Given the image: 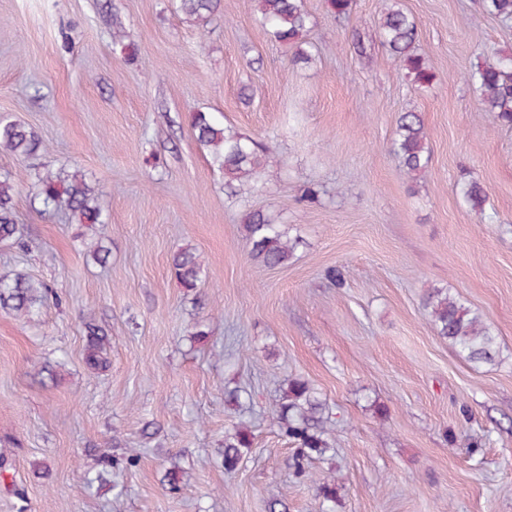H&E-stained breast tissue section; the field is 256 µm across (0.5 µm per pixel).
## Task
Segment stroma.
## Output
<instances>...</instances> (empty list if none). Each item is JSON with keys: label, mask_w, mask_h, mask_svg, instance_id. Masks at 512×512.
<instances>
[{"label": "stroma", "mask_w": 512, "mask_h": 512, "mask_svg": "<svg viewBox=\"0 0 512 512\" xmlns=\"http://www.w3.org/2000/svg\"><path fill=\"white\" fill-rule=\"evenodd\" d=\"M399 3L429 87L381 47L383 0H354L342 23L305 0L313 58L297 66L252 0H221L204 21L175 0H0V119L48 146L0 150L22 227L20 244L0 243V273L54 293L30 320L0 307V512H324L329 476L336 512H512V129L479 111L468 79L512 54V22L478 0ZM198 109L274 150L242 193L197 142ZM409 110L431 149L415 181L390 151ZM63 167L98 189L104 223L35 202L34 174ZM468 178L488 192L484 213L462 197ZM256 209L301 238L287 265L251 258ZM185 248L204 268L191 293L171 265ZM435 287L490 324L495 364L437 335L424 307ZM91 324L111 339L102 370L84 360ZM289 378L325 401L336 448L298 478L271 420ZM240 423L252 446L227 473L218 450ZM118 445L139 465L85 488ZM172 460L176 494L160 484Z\"/></svg>", "instance_id": "stroma-1"}]
</instances>
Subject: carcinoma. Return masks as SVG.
<instances>
[{"label": "carcinoma", "instance_id": "obj_1", "mask_svg": "<svg viewBox=\"0 0 512 512\" xmlns=\"http://www.w3.org/2000/svg\"><path fill=\"white\" fill-rule=\"evenodd\" d=\"M257 20L270 38L292 50L294 64L311 60V51L303 41L309 24V13L304 0H254ZM219 0H177L180 11L190 16L204 17L214 12ZM353 0H327V8L336 21L349 18ZM485 14L512 21V0H482ZM378 34L382 44L400 61L407 75L418 87H426L434 80V73L425 58L414 51L417 39L415 21L399 7L397 0H384ZM471 78L480 90V111L493 114L495 122L512 126V56L505 55L497 63L479 67ZM190 123L198 143L204 147L213 164L224 173L225 185L233 188L250 181L275 160L269 145L240 134L230 126L218 124L211 113L195 111ZM44 148L42 140L30 128L16 121L0 120V150L18 156L30 157ZM391 152L399 159L405 174L414 178L425 172L430 161V147L424 123L416 112L399 115ZM15 188L11 176L0 175V242L21 240L17 223ZM463 195L471 209L484 211L487 193L475 180L463 187ZM66 198L68 209L79 224H102V211L97 204L96 190L85 176L74 171L56 177H37L35 199L43 211L56 208ZM246 240L250 256L266 266H283L293 257L301 244L299 238H288L279 225L261 211L248 216ZM173 269L181 287L192 292L198 288L203 265L191 250H182L173 258ZM49 290L21 272L0 274V305L20 315L31 317L48 298ZM424 306L437 334L454 345L468 361L491 364L498 354L497 339L491 327L474 313L449 289L435 288L428 293ZM110 338L102 329L87 332L85 361L95 369L107 367ZM326 410L325 402L308 382L291 379L283 392L281 402L272 414L273 424L294 445L291 468L293 474L305 473V464L322 459L333 448L321 425ZM251 434L247 428L236 426L225 432L224 448L219 451L224 471L237 470L245 453L251 447ZM139 450L129 448L120 457L102 461L96 472L87 471L84 484L92 488L106 482L109 470L137 466ZM162 489L174 494L181 489L178 465L171 463L161 478Z\"/></svg>", "mask_w": 512, "mask_h": 512}]
</instances>
